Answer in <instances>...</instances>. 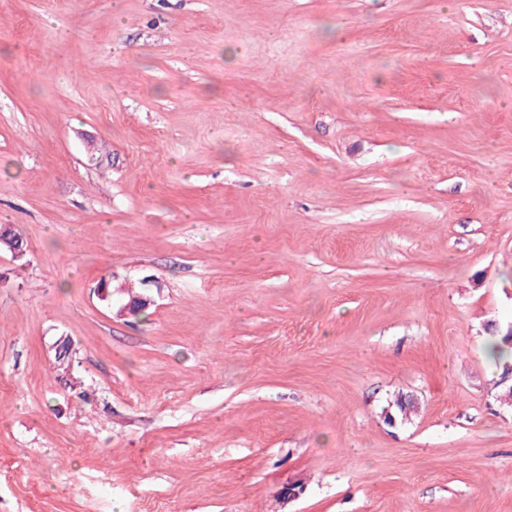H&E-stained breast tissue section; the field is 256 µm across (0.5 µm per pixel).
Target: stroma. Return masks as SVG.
Here are the masks:
<instances>
[{
	"label": "stroma",
	"mask_w": 512,
	"mask_h": 512,
	"mask_svg": "<svg viewBox=\"0 0 512 512\" xmlns=\"http://www.w3.org/2000/svg\"><path fill=\"white\" fill-rule=\"evenodd\" d=\"M0 224V512H512V0H0ZM22 235L9 224L0 226V250L2 246L11 253L14 260H20L26 255ZM489 337L496 340V346L494 347L493 352L491 353L490 356L494 359V361L497 364H503V375H507H505L502 380L503 383H505L509 377L511 378L509 392L512 393V365L511 363L509 364V359L511 357L512 352V343L510 342L512 340V323L508 327L507 336H505V332H501L500 330H495L494 328H492V330L489 333ZM509 346L510 352L505 349L508 348ZM495 351L497 353H495Z\"/></svg>",
	"instance_id": "35a3bbf8"
}]
</instances>
